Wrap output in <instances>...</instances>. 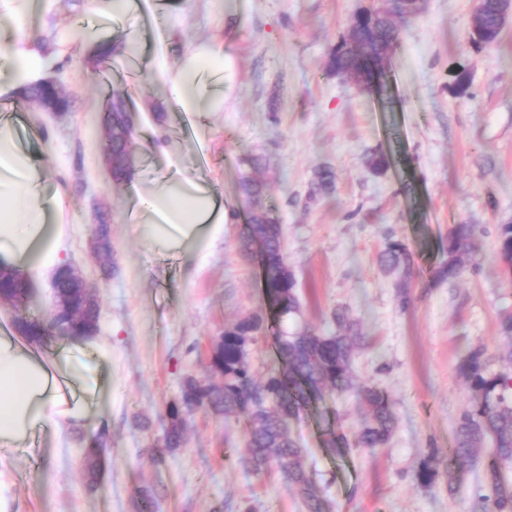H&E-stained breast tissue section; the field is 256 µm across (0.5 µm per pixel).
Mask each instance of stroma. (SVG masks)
Masks as SVG:
<instances>
[{
    "label": "stroma",
    "mask_w": 512,
    "mask_h": 512,
    "mask_svg": "<svg viewBox=\"0 0 512 512\" xmlns=\"http://www.w3.org/2000/svg\"><path fill=\"white\" fill-rule=\"evenodd\" d=\"M149 0L123 20L99 19L95 0H36L27 28L42 65L31 81L54 79L72 101L57 115L37 109L11 85L2 53L14 39L0 29V113L20 114L22 144L45 176L48 195L68 213L65 253L100 294L99 331L90 343L49 341L66 352L71 391L86 401L85 437L107 428L105 471L90 486L73 432L42 431L0 450L11 464L14 512H304L277 473L258 474L242 457L243 420L204 410L185 417L181 448L154 463L150 452L170 425L168 408L186 377L208 374L225 327L266 314L256 256L243 255L247 221L242 178L269 185L289 267L300 286L303 322L323 329L344 308L366 346L352 360L357 381L388 393L397 424L382 448L329 450V432L353 436L365 409L352 393L296 412L292 435L335 512H477L481 466L466 468L456 492L445 481L414 479L430 454L445 459L469 394L455 367L484 347L492 370L508 340L512 282L497 258L499 225L512 221V23L497 44L469 41L478 0H424L397 22L399 39L382 82L360 85L327 69L359 8L380 0ZM135 40L139 66L113 58L99 72L100 45ZM201 44L234 63L220 112H184L158 85L157 61L177 67ZM463 65L469 86L450 76ZM122 84L136 115L137 163L116 181L104 163L108 86ZM262 159L259 167L248 156ZM386 157L373 169L370 160ZM330 169L331 191L314 193ZM192 177L224 199L222 233L194 249L175 248L139 222L130 180ZM111 226L115 271L104 275L89 251L98 220ZM478 227L471 264L437 279L450 229ZM414 252L418 275L408 308L396 276L377 257L387 240ZM148 489L150 500L138 497Z\"/></svg>",
    "instance_id": "35a3bbf8"
}]
</instances>
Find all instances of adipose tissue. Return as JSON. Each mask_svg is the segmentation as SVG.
Returning a JSON list of instances; mask_svg holds the SVG:
<instances>
[{"label":"adipose tissue","instance_id":"ef3b65f1","mask_svg":"<svg viewBox=\"0 0 512 512\" xmlns=\"http://www.w3.org/2000/svg\"><path fill=\"white\" fill-rule=\"evenodd\" d=\"M229 58L198 46L181 65L162 71L163 91L185 112L224 109ZM43 174L21 147L14 120L0 117V265L35 273L64 262L66 212L43 193ZM142 224L165 243L195 246L204 232L219 234L227 219L222 201L188 176L163 186L132 182ZM32 340L0 338V445L38 430L63 433L88 417L86 404L57 383L61 360L38 357Z\"/></svg>","mask_w":512,"mask_h":512}]
</instances>
